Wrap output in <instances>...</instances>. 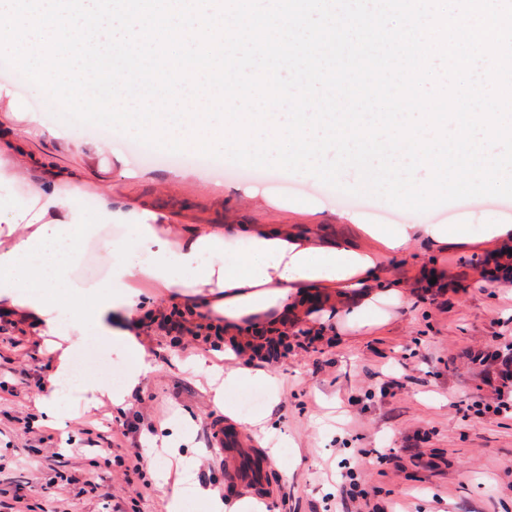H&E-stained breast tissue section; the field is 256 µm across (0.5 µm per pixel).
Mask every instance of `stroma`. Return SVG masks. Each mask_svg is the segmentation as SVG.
<instances>
[{"label": "stroma", "instance_id": "stroma-1", "mask_svg": "<svg viewBox=\"0 0 512 512\" xmlns=\"http://www.w3.org/2000/svg\"><path fill=\"white\" fill-rule=\"evenodd\" d=\"M37 96L30 85L15 92L10 73L0 74V127L19 131L26 151L59 174L61 195L87 222H97L107 198L154 214L165 231L198 226L220 237L228 224L263 226L386 254L382 241L363 229L370 217L360 197L305 174L273 177L257 168L243 176L222 158L200 172L186 161L138 163L115 146L123 132L97 141L87 126L58 119L54 104L31 108ZM95 141L100 152L84 155L81 145ZM370 205L403 224H459L463 239L444 248L419 239L386 255L378 282L397 289L400 300L380 303V317L362 326L336 314L335 289L309 290L301 313L288 319L287 357L264 358L248 346L238 353L241 365L275 378L274 398L264 385L250 384L218 406L206 377L223 373V352L191 335L175 346L163 331L136 327L132 333L149 353L151 370L123 405L106 398L93 403L85 380L120 386L133 358L122 342L102 343L69 320L65 332L81 338L83 348L69 395L59 396L54 411L44 410L38 401L56 379V353L32 325L4 315L9 301L1 298L0 371H15L17 394L0 397V501L18 495L33 512H56L44 488L60 469L50 454L58 446L66 452L63 469L76 479L61 490L67 512H165L176 492L183 512H207L202 489L230 502L252 498L271 512H323L328 505L334 512H512V412L495 410L512 376V286L498 287L487 265L512 251V239L488 230L512 224V205L493 197L425 213L378 199ZM92 242L90 260L78 263L88 273L81 282L87 290L103 285V273L123 258L107 233ZM128 291L156 313L188 306L191 297L143 278L129 281ZM307 332L317 335L316 346L305 342ZM198 358L204 371L194 368ZM228 407L239 425L246 411L270 414L254 435L268 459L266 492L224 482V461L207 425ZM19 417L34 419L32 433H17ZM95 417L118 425L137 421L125 446L142 448L149 487L128 484L104 451L87 446L82 424ZM386 450L392 460L379 462ZM347 472L364 497L341 499ZM90 474L98 483L93 494L79 487Z\"/></svg>", "mask_w": 512, "mask_h": 512}]
</instances>
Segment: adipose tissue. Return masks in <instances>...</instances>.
<instances>
[{"instance_id": "obj_1", "label": "adipose tissue", "mask_w": 512, "mask_h": 512, "mask_svg": "<svg viewBox=\"0 0 512 512\" xmlns=\"http://www.w3.org/2000/svg\"><path fill=\"white\" fill-rule=\"evenodd\" d=\"M32 192L40 204L36 212L0 204V224L7 225L9 236L8 242H0V288L13 295L9 313L31 321L59 350L57 373L62 377L68 375L81 342L61 334L59 312L77 310L102 340H110L112 330L105 318L112 308H120L132 324L143 309L140 300L123 291L130 278L142 277L168 288L207 289L216 296L224 327L231 332L257 317L272 323L286 321L297 307V297L312 288H337L352 320L366 311L377 295L373 283L381 260L370 254L342 245L326 247L286 232L249 231L232 224L220 239L192 230L171 241L161 237L156 225L106 202L101 219L130 223L132 230L125 261L112 269L113 290L91 298L75 291L63 299L59 290L67 285L66 276L77 260L79 245L96 227L63 204L55 184H34ZM369 231L392 254L417 239L445 245L456 237L444 224H402L392 230L374 224ZM152 252L159 253V261H146V254ZM123 339L134 359L124 386L114 392L94 380L86 384L92 394L110 397L118 405L138 388L150 366L147 352L135 337L127 332Z\"/></svg>"}]
</instances>
